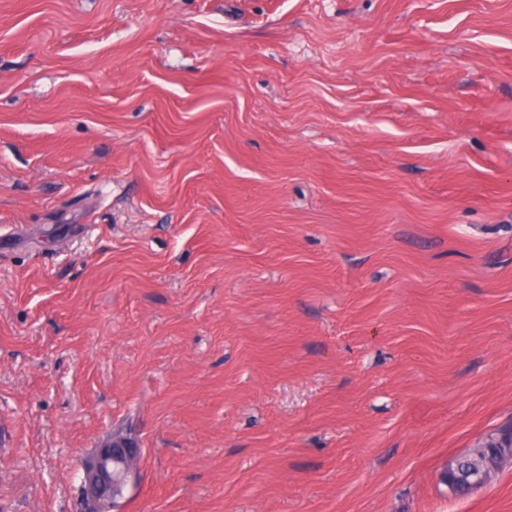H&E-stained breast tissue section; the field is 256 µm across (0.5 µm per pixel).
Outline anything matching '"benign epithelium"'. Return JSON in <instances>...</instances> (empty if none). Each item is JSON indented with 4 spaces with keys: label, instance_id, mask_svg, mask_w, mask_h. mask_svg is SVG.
Instances as JSON below:
<instances>
[{
    "label": "benign epithelium",
    "instance_id": "1",
    "mask_svg": "<svg viewBox=\"0 0 512 512\" xmlns=\"http://www.w3.org/2000/svg\"><path fill=\"white\" fill-rule=\"evenodd\" d=\"M140 449L120 440H108L79 462L77 495L83 512H116L118 494L136 486Z\"/></svg>",
    "mask_w": 512,
    "mask_h": 512
}]
</instances>
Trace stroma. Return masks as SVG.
Masks as SVG:
<instances>
[{"instance_id":"obj_1","label":"stroma","mask_w":512,"mask_h":512,"mask_svg":"<svg viewBox=\"0 0 512 512\" xmlns=\"http://www.w3.org/2000/svg\"><path fill=\"white\" fill-rule=\"evenodd\" d=\"M512 512V0H0V512ZM116 439L106 441L80 459L77 495L82 500L83 512L119 511V498L113 495L133 489L137 484L140 448H135L133 443L123 444L121 440L132 441L122 433ZM512 461V433L490 436L472 456L459 462L443 475V481L454 491H464L483 485L491 470Z\"/></svg>"}]
</instances>
